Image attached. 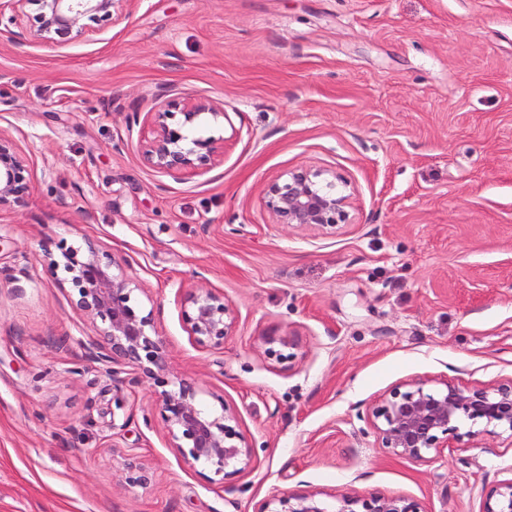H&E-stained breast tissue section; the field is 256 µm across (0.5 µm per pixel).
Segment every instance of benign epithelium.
I'll use <instances>...</instances> for the list:
<instances>
[{
  "label": "benign epithelium",
  "mask_w": 512,
  "mask_h": 512,
  "mask_svg": "<svg viewBox=\"0 0 512 512\" xmlns=\"http://www.w3.org/2000/svg\"><path fill=\"white\" fill-rule=\"evenodd\" d=\"M137 0H0V18L10 11L8 23L17 24L29 4L39 7L35 36L62 47L84 38L88 22L100 17L122 23ZM209 113L227 119L207 101L190 102L182 109L183 122L168 124L173 113H151L156 135L143 152L150 168L167 174L187 170H207L219 157L217 140L192 135L195 119ZM31 180L26 161L15 144L0 137V206L21 203L30 194ZM266 208L279 224L330 233L349 218V197L336 189L330 174L307 168L288 172L281 182L263 191ZM53 273H64L72 286L70 302L88 316L96 338L85 344L86 358L99 364L120 382L125 368H131V384L153 381L159 391V414L174 447L186 459L204 465L211 482L246 470L253 448L236 430L235 416L226 408L217 412L205 407L196 387L167 378V350L154 328L152 312L134 302L137 285L102 246L87 241L82 250L63 247L50 257ZM183 320L188 335L202 347L219 349L229 335L234 319L224 296L211 288H193L184 298ZM381 447L388 453L425 461L448 447V436L473 438L483 432L506 434L512 439V380L489 386L461 389L448 382L433 389L414 382L405 390L394 389L381 404L367 413ZM468 423L465 434L460 425ZM127 481L133 485L148 482L147 470L138 456L129 453ZM335 512H422L417 502L404 496H373L361 499L345 493ZM261 512H328L315 493L273 496ZM481 512H512V479L483 491Z\"/></svg>",
  "instance_id": "obj_1"
}]
</instances>
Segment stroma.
Returning a JSON list of instances; mask_svg holds the SVG:
<instances>
[{
	"instance_id": "obj_1",
	"label": "stroma",
	"mask_w": 512,
	"mask_h": 512,
	"mask_svg": "<svg viewBox=\"0 0 512 512\" xmlns=\"http://www.w3.org/2000/svg\"><path fill=\"white\" fill-rule=\"evenodd\" d=\"M0 27V135L32 191L0 207V512H260L268 498L402 495L480 512L512 439L426 461L380 448L367 411L395 387L512 379V0H139L59 48ZM208 100L216 167H147L151 112ZM335 175L336 233L276 223L262 191ZM93 240L154 313L170 376L226 406L253 447L212 483L172 446L153 382L85 361L95 329L48 271ZM27 277H20V270ZM234 316L223 348L182 319L196 287ZM290 340V360L269 355ZM137 453L146 485L128 484Z\"/></svg>"
}]
</instances>
